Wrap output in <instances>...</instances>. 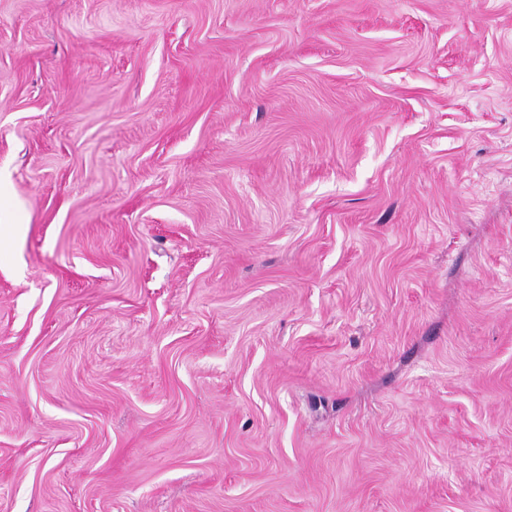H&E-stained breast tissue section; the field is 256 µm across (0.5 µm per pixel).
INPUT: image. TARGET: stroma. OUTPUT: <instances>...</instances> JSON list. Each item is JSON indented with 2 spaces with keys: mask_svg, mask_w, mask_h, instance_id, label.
<instances>
[{
  "mask_svg": "<svg viewBox=\"0 0 512 512\" xmlns=\"http://www.w3.org/2000/svg\"><path fill=\"white\" fill-rule=\"evenodd\" d=\"M0 512H512V0H0Z\"/></svg>",
  "mask_w": 512,
  "mask_h": 512,
  "instance_id": "35a3bbf8",
  "label": "stroma"
}]
</instances>
